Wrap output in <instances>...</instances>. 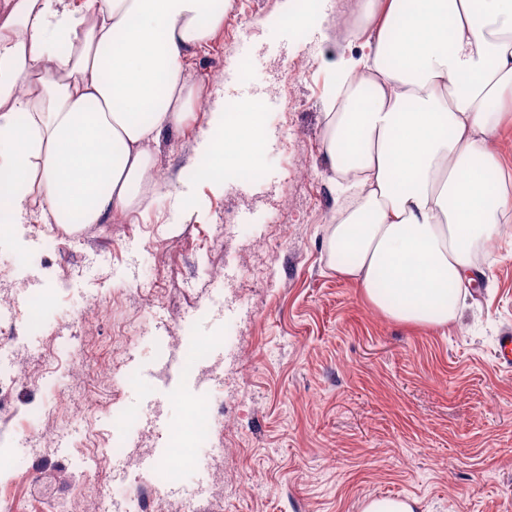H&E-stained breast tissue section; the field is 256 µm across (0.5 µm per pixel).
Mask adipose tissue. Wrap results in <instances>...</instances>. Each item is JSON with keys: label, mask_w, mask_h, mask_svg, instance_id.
Instances as JSON below:
<instances>
[{"label": "adipose tissue", "mask_w": 512, "mask_h": 512, "mask_svg": "<svg viewBox=\"0 0 512 512\" xmlns=\"http://www.w3.org/2000/svg\"><path fill=\"white\" fill-rule=\"evenodd\" d=\"M233 0H0V197L10 221L109 224L148 210L163 131L205 90L188 62ZM358 53L334 62L322 150L343 205L328 268L392 319L447 327L478 249L512 222L496 150L512 112V0H364ZM223 103L195 157L252 166L264 136L224 143Z\"/></svg>", "instance_id": "adipose-tissue-1"}]
</instances>
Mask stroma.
<instances>
[{
  "instance_id": "1",
  "label": "stroma",
  "mask_w": 512,
  "mask_h": 512,
  "mask_svg": "<svg viewBox=\"0 0 512 512\" xmlns=\"http://www.w3.org/2000/svg\"><path fill=\"white\" fill-rule=\"evenodd\" d=\"M282 4L237 0L222 35L188 64L186 77L209 95L190 128L162 134L161 187L147 213L72 233L35 216L0 234V276L27 286L15 307H0V325L15 326L30 360L58 342L88 368L77 382L55 372L33 382L12 354L0 355V378L15 381L10 456L32 473L0 484L16 512L78 494L88 477L62 484L52 473L72 470L79 452L108 450L116 417L132 420L125 443L145 428L157 451L189 443L188 405L203 398L218 409L210 438L227 450L228 489L222 501L206 499L208 450L198 449L179 486L200 512H363L383 497L418 500L421 512H512V371L494 361L497 336L512 328V234L480 252L478 283L449 329L394 320L329 272L322 240L337 203L321 145L324 100L331 63L353 49L340 21L362 0H331L303 31L281 19ZM248 16L257 26L246 33L238 22ZM265 84L278 96L264 106L259 177L236 186L205 177L195 137L214 101ZM275 214L288 238L250 273L237 255L272 239ZM253 277L247 298L218 306L228 284ZM146 291L157 297L147 313ZM41 296L52 303L29 325V302ZM93 298L106 313L92 335L77 336L78 311ZM122 334L131 347L116 365ZM173 334L221 338L220 389H195L179 363L158 377L160 342ZM62 393L89 397V418L60 424L56 447L30 452L32 415L54 417Z\"/></svg>"
}]
</instances>
